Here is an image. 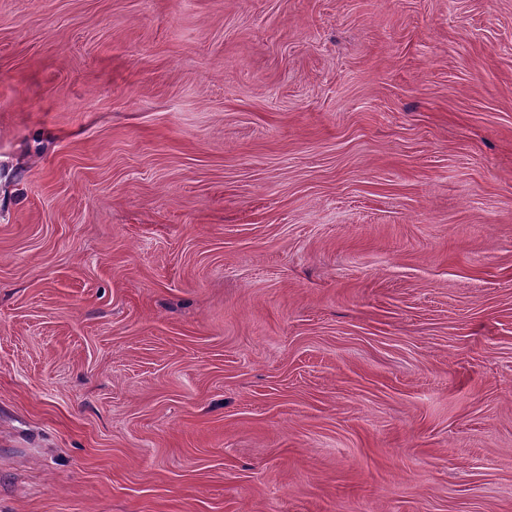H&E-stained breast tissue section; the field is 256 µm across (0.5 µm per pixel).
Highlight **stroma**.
Segmentation results:
<instances>
[{"instance_id": "1", "label": "stroma", "mask_w": 512, "mask_h": 512, "mask_svg": "<svg viewBox=\"0 0 512 512\" xmlns=\"http://www.w3.org/2000/svg\"><path fill=\"white\" fill-rule=\"evenodd\" d=\"M0 512H512V0H0Z\"/></svg>"}]
</instances>
